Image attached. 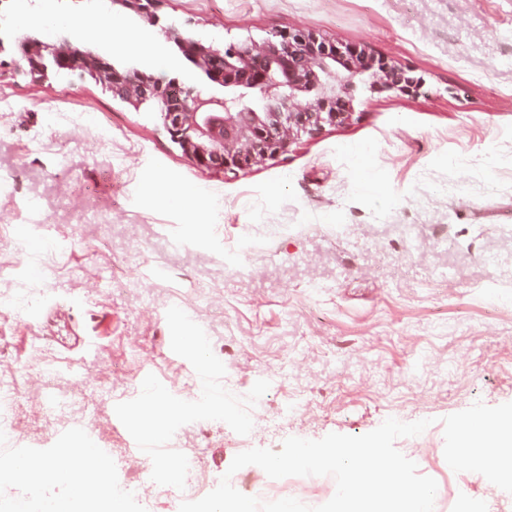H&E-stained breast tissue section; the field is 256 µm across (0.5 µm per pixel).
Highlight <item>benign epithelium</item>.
Here are the masks:
<instances>
[{
  "instance_id": "obj_1",
  "label": "benign epithelium",
  "mask_w": 512,
  "mask_h": 512,
  "mask_svg": "<svg viewBox=\"0 0 512 512\" xmlns=\"http://www.w3.org/2000/svg\"><path fill=\"white\" fill-rule=\"evenodd\" d=\"M161 2L113 0L151 23ZM166 36L224 94L117 67L66 42L24 41L18 70L37 79L77 72L136 108L155 102L171 141L197 165L222 172L274 160L300 138L346 123L353 115L349 92L359 82L398 96L416 95L425 84L412 69L363 47L341 48L304 30L222 47L175 28Z\"/></svg>"
}]
</instances>
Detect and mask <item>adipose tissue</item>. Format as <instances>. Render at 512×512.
I'll list each match as a JSON object with an SVG mask.
<instances>
[{
	"instance_id": "adipose-tissue-1",
	"label": "adipose tissue",
	"mask_w": 512,
	"mask_h": 512,
	"mask_svg": "<svg viewBox=\"0 0 512 512\" xmlns=\"http://www.w3.org/2000/svg\"><path fill=\"white\" fill-rule=\"evenodd\" d=\"M466 459L470 467L480 471L493 484L512 481V416L497 418L492 423H471L458 436L456 448L448 454L449 462ZM98 457L90 444L79 441L70 448L65 463L37 458L22 461L18 472H1L0 483L23 474L30 482L43 486H67L71 500L102 501L107 512H124L123 500L102 481Z\"/></svg>"
}]
</instances>
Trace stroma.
Returning a JSON list of instances; mask_svg holds the SVG:
<instances>
[{
  "label": "stroma",
  "instance_id": "35a3bbf8",
  "mask_svg": "<svg viewBox=\"0 0 512 512\" xmlns=\"http://www.w3.org/2000/svg\"><path fill=\"white\" fill-rule=\"evenodd\" d=\"M158 16L0 0V450L62 461L92 436L126 512H179L226 474L317 507L333 477L233 473V458L426 419L395 446L436 481L434 512L457 497L512 512V484L448 461L461 425L512 413V0H163ZM116 26L146 50L110 45ZM170 26L218 46L310 30L425 85L354 88L346 124L219 173L153 104L16 73L22 39H67L198 85ZM148 396L183 411L152 454L134 448Z\"/></svg>",
  "mask_w": 512,
  "mask_h": 512
}]
</instances>
